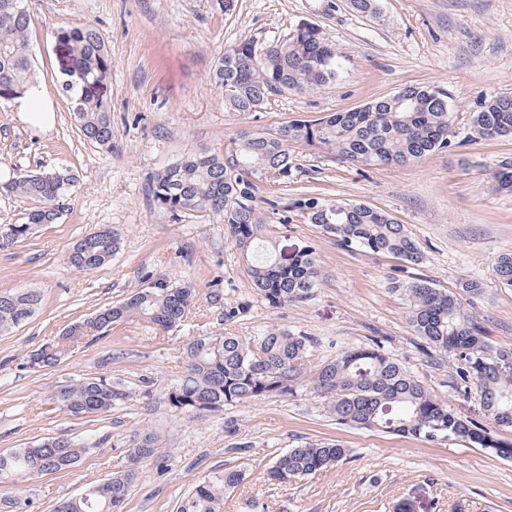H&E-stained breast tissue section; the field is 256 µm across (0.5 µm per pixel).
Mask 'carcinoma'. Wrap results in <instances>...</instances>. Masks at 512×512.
I'll return each instance as SVG.
<instances>
[{
    "mask_svg": "<svg viewBox=\"0 0 512 512\" xmlns=\"http://www.w3.org/2000/svg\"><path fill=\"white\" fill-rule=\"evenodd\" d=\"M28 0H0V104L23 95L34 84V58L29 38ZM61 55V90L68 99L76 127L84 139L112 146L111 99L107 82L112 58L92 24L61 30L56 36ZM344 56L315 25H298L287 35L249 37L225 49L212 78L224 95V108L257 112L277 96L307 92L337 81ZM455 95L434 85L409 86L365 102L358 108L331 112L317 119H296L268 131L244 130L224 141L221 152L202 151L183 157L157 175L154 201L174 213L204 211L219 217L231 241L247 258L251 288L272 308L310 299L319 284L316 249L309 245L290 258L278 256L275 230L261 209V187L288 179L292 149L308 147L341 162L363 167L404 166L451 145L458 137ZM467 138H512V98H479L470 112ZM267 175L266 182L258 180ZM495 188L512 193V162L493 174ZM76 178L66 170L18 175L5 188L37 203L24 224H6L15 241L25 239L37 224H53ZM272 210L284 222L296 215L335 238L338 245L368 254H388L407 263L423 259L419 244L405 225L388 213L363 203L328 201L312 194ZM119 249V238L90 235L69 254L78 271H93ZM499 282L512 287V253L497 257ZM392 290L408 305L409 321L424 343L457 360L456 375L468 391L480 389L492 424L512 427V377L503 376L498 362L511 350H495L463 295H477L476 283L462 292L441 290L423 279L395 281ZM196 289L166 276L147 280L131 295L95 312L65 333L75 343L99 338L112 324L139 318L170 330L189 313ZM42 296L37 291L0 293V333L33 316ZM315 341L275 326L243 338L230 332L200 336L187 345V367L169 393V405L180 413H218L227 406L254 402L271 395H292L302 388L329 399L330 412L343 425L377 429L426 442L455 439L488 449L512 460V443L492 430L459 419L422 382L386 354L378 343L357 345L336 355L309 377L302 360ZM64 344L49 343L30 355L27 365L40 368L57 363ZM60 409L70 415L105 412L122 398L105 377L79 378L62 386ZM136 447L137 462L158 457L162 440L145 433ZM86 446L64 437H43L24 448L0 453V484H18L50 472L65 473L76 466ZM347 449L333 441L306 443L276 458L267 479L287 484L335 465ZM137 477L124 470L101 483L88 485L75 497L59 501L61 512H117ZM243 480L238 470L226 469L199 482L177 512H224V491Z\"/></svg>",
    "mask_w": 512,
    "mask_h": 512,
    "instance_id": "1",
    "label": "carcinoma"
}]
</instances>
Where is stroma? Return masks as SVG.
Listing matches in <instances>:
<instances>
[{"mask_svg":"<svg viewBox=\"0 0 512 512\" xmlns=\"http://www.w3.org/2000/svg\"><path fill=\"white\" fill-rule=\"evenodd\" d=\"M36 80L55 120L43 129L0 106V180L70 170L76 188L61 219L36 226L0 250V293L35 290L40 307L0 334V451L50 436L88 445L72 471L0 486V512H52L60 500L125 470L135 434L156 433L165 457L140 465L123 512H177L205 478L229 468L243 481L224 496V512H512V461L458 440L410 437L342 425L326 398L303 390L204 415L175 413L168 395L186 370V345L231 331L254 336L271 326L311 336L305 360L315 372L338 351L381 342L403 367L461 419L488 424L481 394L454 390L456 362L415 335L407 305L392 292L399 277L459 292L478 282L471 311L492 347L512 348V288L494 272L512 252V195L492 189L512 139L461 141L405 166H352L301 147L286 182L269 200L304 192L379 208L404 224L423 251L420 264L340 246L313 224L276 225V248L292 256L314 246L319 286L305 302L271 308L249 288L246 264L216 217L158 207L156 176L187 153L223 147L244 129L316 119L354 109L405 86L438 85L457 97L460 133L483 95L512 97V0H376L368 15L348 0H31ZM316 24L345 57L339 80L277 97L258 112H229L211 81L225 48L251 37ZM94 24L112 57L108 85L112 146L85 141L57 82L58 31ZM119 235V251L88 274L67 262L71 248L97 231ZM160 275L192 283L194 305L168 332L133 318L106 336L84 339L60 364L26 366L31 351ZM237 308L225 321L226 308ZM107 376L123 397L112 409L75 417L55 393L70 380ZM335 440L348 450L337 465L277 486L267 470L280 452Z\"/></svg>","mask_w":512,"mask_h":512,"instance_id":"obj_1","label":"stroma"}]
</instances>
